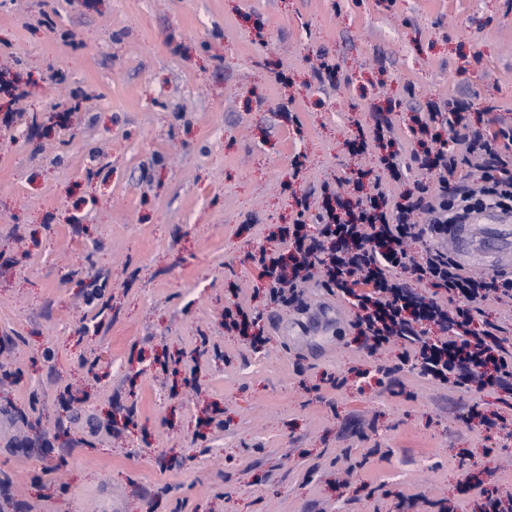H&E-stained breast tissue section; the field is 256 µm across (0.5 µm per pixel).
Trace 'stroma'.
<instances>
[{
  "instance_id": "35a3bbf8",
  "label": "stroma",
  "mask_w": 512,
  "mask_h": 512,
  "mask_svg": "<svg viewBox=\"0 0 512 512\" xmlns=\"http://www.w3.org/2000/svg\"><path fill=\"white\" fill-rule=\"evenodd\" d=\"M340 66L318 83L319 57ZM512 126V0H0V512H482L512 391L368 352L249 256L411 112ZM257 317L252 348L224 310Z\"/></svg>"
}]
</instances>
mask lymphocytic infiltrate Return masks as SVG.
Wrapping results in <instances>:
<instances>
[{
  "label": "lymphocytic infiltrate",
  "instance_id": "f902f5d3",
  "mask_svg": "<svg viewBox=\"0 0 512 512\" xmlns=\"http://www.w3.org/2000/svg\"><path fill=\"white\" fill-rule=\"evenodd\" d=\"M410 121L417 140L413 158L435 172L436 185H415L389 203L382 192H364L367 172L357 170L360 196L339 210L327 203L313 226L293 224L280 249L260 252V276L271 299L285 300L321 270L350 300L359 336L377 345L414 343L422 376L511 389L512 350L499 336L500 325L477 314L481 302L512 299V272L473 275L444 244L473 213L512 211V127L478 128L435 104ZM422 239L430 243L428 255L412 261L405 245ZM413 280L433 288V296L415 294ZM425 320L438 328V337H424Z\"/></svg>",
  "mask_w": 512,
  "mask_h": 512
}]
</instances>
